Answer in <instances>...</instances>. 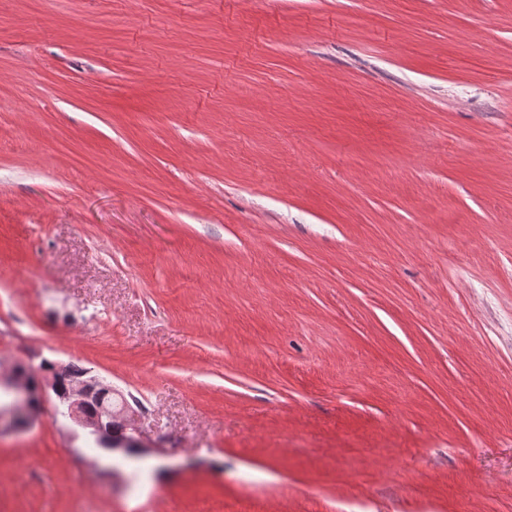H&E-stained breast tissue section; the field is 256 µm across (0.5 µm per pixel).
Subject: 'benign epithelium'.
Here are the masks:
<instances>
[{
  "mask_svg": "<svg viewBox=\"0 0 512 512\" xmlns=\"http://www.w3.org/2000/svg\"><path fill=\"white\" fill-rule=\"evenodd\" d=\"M67 374V366L54 363L52 370L42 377L41 390L49 398L54 416H60L82 430L88 440L95 442L108 455L122 454L129 448H135L139 455L144 456L158 449L156 443L143 435L140 420L126 402L102 408L98 412L89 409L93 397L116 395L121 398L123 394L120 390L104 383L97 375L76 378L67 389L62 390L59 380ZM30 399V390L14 370L0 373L1 434L24 430L31 425L37 411ZM114 421L123 425V435L120 437L112 432Z\"/></svg>",
  "mask_w": 512,
  "mask_h": 512,
  "instance_id": "1",
  "label": "benign epithelium"
}]
</instances>
